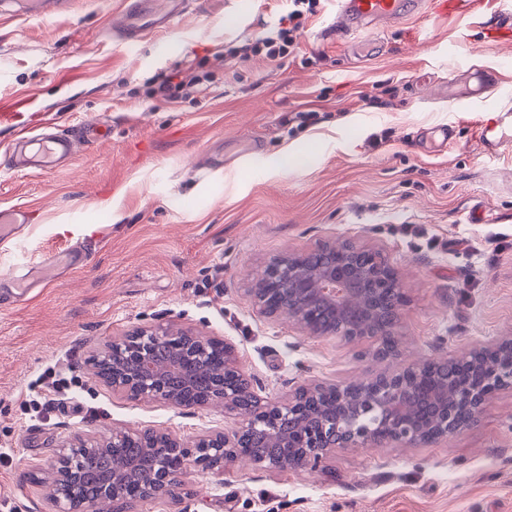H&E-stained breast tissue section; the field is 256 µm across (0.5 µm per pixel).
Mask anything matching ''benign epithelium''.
<instances>
[{
    "instance_id": "benign-epithelium-1",
    "label": "benign epithelium",
    "mask_w": 512,
    "mask_h": 512,
    "mask_svg": "<svg viewBox=\"0 0 512 512\" xmlns=\"http://www.w3.org/2000/svg\"><path fill=\"white\" fill-rule=\"evenodd\" d=\"M369 277V289L377 297L390 288H402L401 276L382 250L352 242L339 245L321 244L310 251H290L271 259L252 280L247 296L252 307L263 317H286L304 336L333 337L352 342L360 338L382 341L390 337L393 352L400 353V310L407 304L400 293L391 308V318L381 324L373 318L365 324L352 325L351 315L362 302V278ZM166 343L184 352L188 361L221 349L224 370L239 374L235 347L228 341L201 332L175 330L157 325L142 328L122 339L114 340L95 352L89 360L92 375L133 399L158 400L177 407H222L232 416L234 427L207 432L191 441L174 437L162 430H139L115 426L112 435L100 440L77 438L59 447L53 463L57 493L54 512H98L100 502H110L120 510L128 500L121 491V479L112 478V489L92 501L77 498L79 473L90 455L103 448L116 447L129 436L147 441L146 451L155 459L147 497L162 498L188 470L212 471L245 458L237 451L238 438L248 429H266L278 448L262 459H250L257 469L305 472L338 448H384L388 445L417 447L435 444L448 435L473 425L494 395L512 389V336L473 346L455 356L478 370L470 374L465 392L457 396H440V409L434 422L421 428L403 408L406 394L422 370L439 365V359L404 363L362 381L328 383L305 381L281 399H269L257 409L245 408L241 398L249 392L238 378L217 382L202 400L183 399L165 383L164 371L156 367L151 350ZM327 389L336 391V411L319 421H304L305 432L290 436L270 425L276 415H306V399Z\"/></svg>"
}]
</instances>
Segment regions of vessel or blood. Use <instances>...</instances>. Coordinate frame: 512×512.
Instances as JSON below:
<instances>
[{"label":"vessel or blood","instance_id":"b4317fda","mask_svg":"<svg viewBox=\"0 0 512 512\" xmlns=\"http://www.w3.org/2000/svg\"><path fill=\"white\" fill-rule=\"evenodd\" d=\"M336 8L326 29L336 35L370 44L378 28L404 24L425 13H448L463 10L474 0H335ZM187 0H164L156 8L153 0H123L120 32L127 45L139 44L152 33L172 30L174 22L186 9ZM75 0H0V14L7 17L49 18L72 10ZM478 143L485 155H495L499 148L512 141V112L504 111L496 119L481 124ZM77 140L69 135H18L11 145L21 168L42 173L63 166L76 148ZM27 289L22 279L0 278V298L10 302L24 301Z\"/></svg>","mask_w":512,"mask_h":512}]
</instances>
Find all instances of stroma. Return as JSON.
<instances>
[{
	"label": "stroma",
	"mask_w": 512,
	"mask_h": 512,
	"mask_svg": "<svg viewBox=\"0 0 512 512\" xmlns=\"http://www.w3.org/2000/svg\"><path fill=\"white\" fill-rule=\"evenodd\" d=\"M122 0H80L43 20L0 18V210L31 222L0 238V274L32 284L0 306V512H51V465L78 434L156 428L192 440L223 429L216 408H177L113 392L87 361L150 325L232 342L263 396L306 380H359L397 368L367 340L299 335L258 316L250 280L273 257L322 241L384 250L409 297L406 359L449 357L512 335V148L485 156L476 127L512 109V68L476 105L449 110L470 72L512 58V29L481 24L512 0L432 14L378 33L380 56L353 63L309 21L299 55L226 65L224 48L260 36L286 0H192L172 31L123 45ZM206 80L174 106L148 96L170 72ZM316 115L299 123L298 111ZM107 127L47 174L6 168L19 129ZM453 142L435 151L432 131ZM91 246L79 268L48 254ZM129 512H512V389L477 423L431 447L337 449L306 472L240 463L190 471Z\"/></svg>",
	"instance_id": "stroma-1"
}]
</instances>
